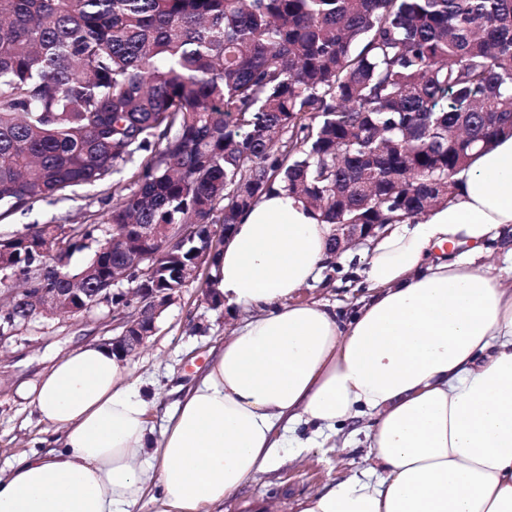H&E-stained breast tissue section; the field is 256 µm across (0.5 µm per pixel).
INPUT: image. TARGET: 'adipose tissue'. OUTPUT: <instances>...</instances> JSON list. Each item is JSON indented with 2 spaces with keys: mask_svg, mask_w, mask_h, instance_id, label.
Here are the masks:
<instances>
[{
  "mask_svg": "<svg viewBox=\"0 0 512 512\" xmlns=\"http://www.w3.org/2000/svg\"><path fill=\"white\" fill-rule=\"evenodd\" d=\"M459 178L454 202L377 237L370 293L345 318L294 299L331 260V225L263 195L214 266L247 317L162 428L124 362L80 345L17 389L61 437L0 470V512H219L282 452L362 422L381 479L328 484L296 512H512V249L480 261L512 227V136Z\"/></svg>",
  "mask_w": 512,
  "mask_h": 512,
  "instance_id": "1",
  "label": "adipose tissue"
}]
</instances>
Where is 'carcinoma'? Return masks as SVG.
<instances>
[{
    "instance_id": "obj_1",
    "label": "carcinoma",
    "mask_w": 512,
    "mask_h": 512,
    "mask_svg": "<svg viewBox=\"0 0 512 512\" xmlns=\"http://www.w3.org/2000/svg\"><path fill=\"white\" fill-rule=\"evenodd\" d=\"M512 134V0H0V218L112 182L104 223L182 288L200 240L279 187L326 224L414 223ZM133 170L127 183L119 178ZM0 240L31 288H107L96 225Z\"/></svg>"
}]
</instances>
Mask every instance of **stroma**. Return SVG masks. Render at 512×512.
Listing matches in <instances>:
<instances>
[{"label": "stroma", "instance_id": "1", "mask_svg": "<svg viewBox=\"0 0 512 512\" xmlns=\"http://www.w3.org/2000/svg\"><path fill=\"white\" fill-rule=\"evenodd\" d=\"M112 206L108 185L79 187L59 201L40 200L30 210L8 216L14 227L34 224L98 223L97 240H105L109 227L103 222ZM370 243L351 246L350 260L331 261L320 279L301 289V302H320L335 307L340 315L353 311L368 290L359 275ZM202 280L181 288L176 301L162 314L155 334L126 366L144 390L161 399L151 415L160 425L163 412L172 407L175 386L188 382L195 369L204 367L212 347L223 342L245 318L243 310L212 307L204 299ZM113 317L107 307L86 316H48L29 323L19 337L0 343V466L23 455L54 446L60 433L41 423L17 395L20 384L36 381L53 361L86 343H105L113 336ZM365 432L343 428L334 440L319 448L289 450L278 467L249 482L224 501L222 512H252L254 503L275 500L283 512L316 494L332 481L361 474L369 465Z\"/></svg>", "mask_w": 512, "mask_h": 512}]
</instances>
